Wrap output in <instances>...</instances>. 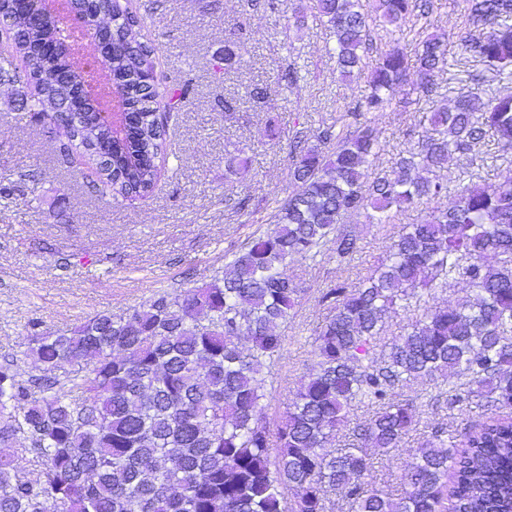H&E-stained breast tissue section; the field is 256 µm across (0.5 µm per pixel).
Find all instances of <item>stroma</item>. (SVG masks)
I'll return each mask as SVG.
<instances>
[{"label":"stroma","instance_id":"stroma-1","mask_svg":"<svg viewBox=\"0 0 512 512\" xmlns=\"http://www.w3.org/2000/svg\"><path fill=\"white\" fill-rule=\"evenodd\" d=\"M432 4L418 24L423 35L444 38L461 27L464 0ZM129 7L143 14V32L158 45L157 81L185 92L181 109L168 120L169 154L152 194L122 200L93 189L90 165L78 156L64 161L50 124L11 110L14 89L0 85V182L19 188L12 200H0V357L22 354L32 322L48 331L69 330L95 314L122 313L156 294L200 286L224 270L252 235L268 229L280 200L296 189L288 160L295 126L333 122L366 87L362 77L337 79L317 0H286L280 18L253 0H129ZM232 31L238 41L228 67L224 49ZM292 62L301 69L299 87L252 98L255 86L273 81ZM230 94L241 104L228 115L224 98ZM429 112L411 90L377 114L378 167L425 135ZM238 147L253 159L243 179L226 174L225 161ZM464 169L479 183L497 185L512 177V151L486 139L468 156L452 157L445 176L455 180ZM421 215L410 209L394 224L348 218L345 225L361 246L352 262H338L326 251L292 265L305 294L281 328L285 346L267 397L269 414L282 411L316 362L313 334L329 316L322 290L357 283L385 257L400 227ZM484 419L477 408H421L416 431L399 450L376 455L368 482L400 494L430 421L454 431Z\"/></svg>","mask_w":512,"mask_h":512}]
</instances>
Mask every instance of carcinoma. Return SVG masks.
<instances>
[{"label": "carcinoma", "instance_id": "obj_1", "mask_svg": "<svg viewBox=\"0 0 512 512\" xmlns=\"http://www.w3.org/2000/svg\"><path fill=\"white\" fill-rule=\"evenodd\" d=\"M53 2L0 0L4 31L26 62L21 71L0 68V84L24 89L38 112L53 111L61 137L91 163L93 188L143 198L166 153L157 112L177 109L181 96L152 76L156 47L143 40L142 19L107 0L117 47L101 64L125 112L117 131L102 123L96 97L72 100L68 25L51 13ZM430 7L378 0L371 15L357 0H318L339 76L360 74L372 51L377 59L364 94L335 123L295 129L289 175L301 190L280 202L274 227L198 288L158 294L128 313H98L63 333L35 324L22 357L0 361V512H329L336 489L354 512H512V179L489 189L463 171L453 205L431 207L448 194L442 171L451 153L469 154L489 132L512 148V92H458L452 107L430 113L425 135L373 171L370 116L387 111L409 72L428 101L440 96L448 43L408 28ZM378 18L412 36L414 56L397 43L373 44ZM448 37L498 82L512 83V0H466L464 26ZM298 81L290 66L252 96ZM250 164L237 149L227 170L243 174ZM412 206L424 215L402 227L378 266L354 286L322 292L330 316L314 333L316 368L269 418L279 328L304 292L290 263L325 248L350 262L359 238L345 218L389 224ZM459 281L473 295L454 306L430 303ZM400 312L410 330L388 339ZM414 384L425 392L401 398ZM418 399L488 416L460 432L432 426L394 498L365 481L373 466L366 449L400 447L418 423ZM356 402L373 409L371 418L341 452L327 451Z\"/></svg>", "mask_w": 512, "mask_h": 512}]
</instances>
